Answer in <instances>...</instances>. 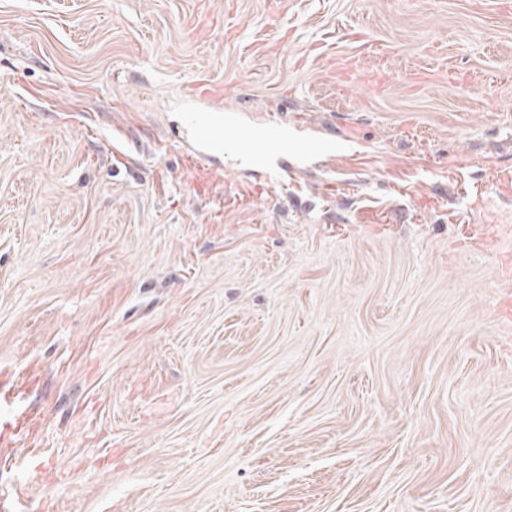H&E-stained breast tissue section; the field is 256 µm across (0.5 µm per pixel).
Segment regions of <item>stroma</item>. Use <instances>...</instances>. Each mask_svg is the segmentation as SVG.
<instances>
[{"label": "stroma", "mask_w": 512, "mask_h": 512, "mask_svg": "<svg viewBox=\"0 0 512 512\" xmlns=\"http://www.w3.org/2000/svg\"><path fill=\"white\" fill-rule=\"evenodd\" d=\"M285 2L0 0V512H512V11ZM194 117L195 122L205 130L208 139L213 144H224V117L221 112H202L197 113ZM286 129L279 128L264 136L248 135L239 140L236 146L239 150L252 155L268 156L278 152L281 148L280 134L286 133Z\"/></svg>", "instance_id": "1"}]
</instances>
